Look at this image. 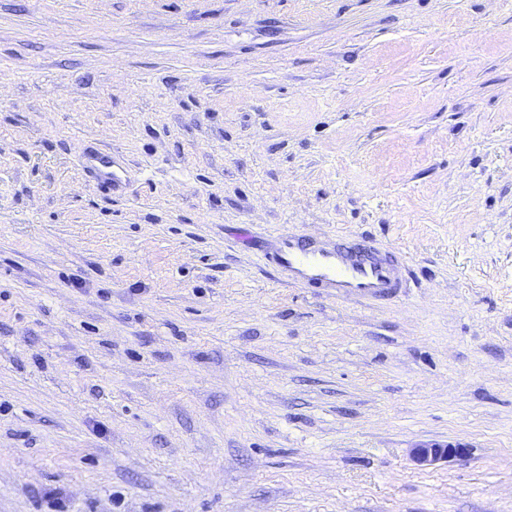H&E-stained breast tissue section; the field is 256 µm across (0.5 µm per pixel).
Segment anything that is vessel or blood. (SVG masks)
<instances>
[{"mask_svg":"<svg viewBox=\"0 0 512 512\" xmlns=\"http://www.w3.org/2000/svg\"><path fill=\"white\" fill-rule=\"evenodd\" d=\"M263 259L288 282L336 299H391L406 286L401 255L367 240L318 242L291 232L274 239Z\"/></svg>","mask_w":512,"mask_h":512,"instance_id":"1","label":"vessel or blood"}]
</instances>
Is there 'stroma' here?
Masks as SVG:
<instances>
[{
	"instance_id": "35a3bbf8",
	"label": "stroma",
	"mask_w": 512,
	"mask_h": 512,
	"mask_svg": "<svg viewBox=\"0 0 512 512\" xmlns=\"http://www.w3.org/2000/svg\"><path fill=\"white\" fill-rule=\"evenodd\" d=\"M0 512H512V0H0ZM263 259L288 283L336 299H391L406 288L401 255L367 240L353 243L336 235L318 242L291 232L274 239ZM467 448L462 444L441 446L438 444H427L413 449V459L418 464H430L448 457L463 456Z\"/></svg>"
}]
</instances>
